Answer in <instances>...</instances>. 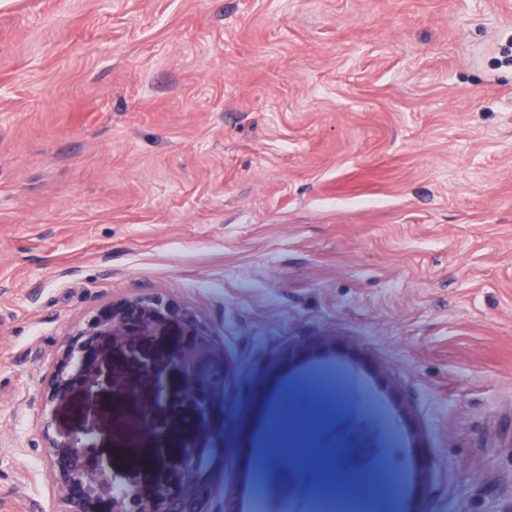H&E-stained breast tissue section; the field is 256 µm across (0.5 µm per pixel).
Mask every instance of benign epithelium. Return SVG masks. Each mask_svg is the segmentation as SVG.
<instances>
[{
  "instance_id": "1",
  "label": "benign epithelium",
  "mask_w": 512,
  "mask_h": 512,
  "mask_svg": "<svg viewBox=\"0 0 512 512\" xmlns=\"http://www.w3.org/2000/svg\"><path fill=\"white\" fill-rule=\"evenodd\" d=\"M173 314L169 309L150 305L139 299H120L91 315L83 326L69 337L56 356L47 381V398L59 405L71 403L80 391L98 385V368L112 344L128 336H149ZM173 363L184 367L187 377L183 394L193 401L196 417L188 421L195 431L202 430V418L213 404L214 393L227 388L234 372L228 362L210 357L205 337L198 338L190 349H177ZM135 373L152 387L148 401L140 402L142 420L135 421L138 431L150 421L151 408L170 399L163 373L148 360L135 366ZM369 425L358 423L354 435L361 445V459L380 461L386 455L373 436H366ZM46 452L51 462L65 512H102V504L110 502V512H212L211 500L216 481L224 480V471L216 470L224 463V455L215 448H203L192 442L177 450L185 475L179 491L173 493L164 485L147 497L132 473L119 475L109 466L91 467L88 458L95 452L89 431H64L46 438Z\"/></svg>"
}]
</instances>
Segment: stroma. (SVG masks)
Returning a JSON list of instances; mask_svg holds the SVG:
<instances>
[{"label": "stroma", "mask_w": 512, "mask_h": 512, "mask_svg": "<svg viewBox=\"0 0 512 512\" xmlns=\"http://www.w3.org/2000/svg\"><path fill=\"white\" fill-rule=\"evenodd\" d=\"M186 308L237 373L206 442L299 449L338 512L363 488L411 512L512 500V0H0V512H63L45 429L95 409L180 318L113 344L48 408L69 336L113 301ZM314 350L280 362L288 345ZM333 369L337 401L305 393ZM308 394L295 412L291 398ZM374 415L393 469L337 471Z\"/></svg>", "instance_id": "1"}]
</instances>
